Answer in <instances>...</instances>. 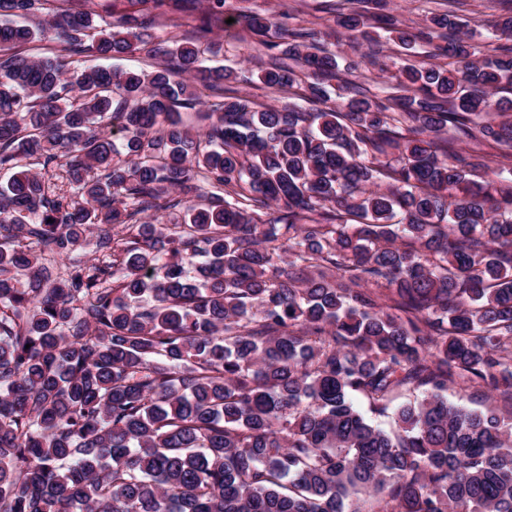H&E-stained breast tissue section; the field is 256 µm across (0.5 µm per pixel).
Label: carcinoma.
Returning a JSON list of instances; mask_svg holds the SVG:
<instances>
[{
  "label": "carcinoma",
  "instance_id": "cac0c4a2",
  "mask_svg": "<svg viewBox=\"0 0 512 512\" xmlns=\"http://www.w3.org/2000/svg\"><path fill=\"white\" fill-rule=\"evenodd\" d=\"M172 2L194 35L174 48L142 38L147 9L99 31L95 0H0V512H512V416L447 397L512 404V179L437 142L453 126L512 158V115L485 120L512 109V45L375 13L448 58L403 60L387 106L281 29L290 63L259 81L306 71L317 109L258 110L205 66L225 0ZM344 2L373 64L357 5L378 0ZM53 3L54 55L11 53ZM272 27L247 16L270 50ZM87 52L160 63L71 67ZM192 80L216 99L204 142L178 112ZM163 208L184 223L143 219ZM93 226L98 261L62 272L20 244L68 257ZM448 399L468 408H482L485 404V391L478 387H460L448 389Z\"/></svg>",
  "mask_w": 512,
  "mask_h": 512
}]
</instances>
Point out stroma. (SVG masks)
Listing matches in <instances>:
<instances>
[{"label": "stroma", "mask_w": 512, "mask_h": 512, "mask_svg": "<svg viewBox=\"0 0 512 512\" xmlns=\"http://www.w3.org/2000/svg\"><path fill=\"white\" fill-rule=\"evenodd\" d=\"M340 0H226L224 10L228 23L215 26L212 36L220 40L221 52L210 58L213 67H232L237 78L233 89L249 96L257 104L278 109L296 103L294 93H274L259 84L257 75L262 69L260 55L265 52L259 41L248 32L239 17L248 13H259L271 19L278 27L296 29L313 28L317 39L329 50L350 61L358 62L359 79L379 101L393 94V74L406 54L425 58L427 47L416 43L413 50H406L390 40L382 28H372V36L380 43L378 65L362 62L361 55L366 49L365 40L347 31L339 23L337 6ZM385 11L395 16L400 24L412 31L425 29L432 13L440 11V0H385ZM512 13V5L505 0H465L459 17L467 20L469 28L479 42H495V26L501 17Z\"/></svg>", "instance_id": "35a3bbf8"}]
</instances>
